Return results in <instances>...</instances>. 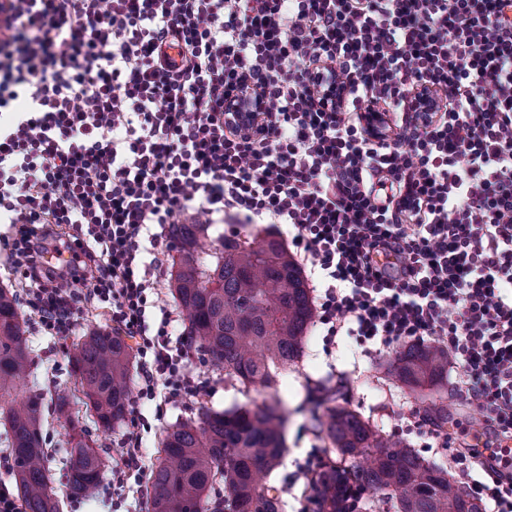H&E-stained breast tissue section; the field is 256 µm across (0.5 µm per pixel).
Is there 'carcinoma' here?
Listing matches in <instances>:
<instances>
[{
	"label": "carcinoma",
	"instance_id": "cac0c4a2",
	"mask_svg": "<svg viewBox=\"0 0 512 512\" xmlns=\"http://www.w3.org/2000/svg\"><path fill=\"white\" fill-rule=\"evenodd\" d=\"M200 233L197 224L171 227L181 249L171 288L188 321L186 336L228 377L269 388L279 371L300 358L313 324L301 268L269 235L226 241L224 254L207 266ZM130 361V346L110 332L92 329L76 345L72 363L82 404L104 435L127 415ZM28 366L17 300L0 290V419L7 427L16 491L24 512H59L50 488L43 398L34 395L20 405L10 400ZM446 367L448 355L434 345L411 348L396 364L399 378L411 386L438 384ZM327 415L320 431L340 460L365 448L375 453L366 466L332 470L323 479L326 488L344 493L352 480L361 494L388 493L395 512H481L444 465L382 438L351 411L330 408ZM70 443L66 484L72 495L85 496L100 483L105 464L84 436L73 434ZM163 452L165 460L151 472L149 512H210L219 477L232 512L285 510L278 488L268 484L286 452L284 416L274 401L204 410L167 432Z\"/></svg>",
	"mask_w": 512,
	"mask_h": 512
}]
</instances>
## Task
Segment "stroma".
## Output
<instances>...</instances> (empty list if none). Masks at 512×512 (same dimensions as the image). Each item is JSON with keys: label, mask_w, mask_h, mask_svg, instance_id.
I'll return each instance as SVG.
<instances>
[{"label": "stroma", "mask_w": 512, "mask_h": 512, "mask_svg": "<svg viewBox=\"0 0 512 512\" xmlns=\"http://www.w3.org/2000/svg\"><path fill=\"white\" fill-rule=\"evenodd\" d=\"M19 311L29 340L30 369L15 395L21 398L37 393L44 398L43 429L51 459V488L60 500L61 512H147L146 504L138 502L127 489L114 488L110 478H103L90 497L76 499L70 496L63 477L70 461L69 430L57 418L52 402L57 396L74 394L77 379L71 373V354L88 330H111L108 317L92 309L85 310L70 336L59 338L43 331L37 315L27 304H20ZM397 356L393 350L368 358L352 336L337 337L333 345H326L322 329L316 324L307 336L303 356L282 371L272 387L248 389L225 376L223 369L214 366L200 348H191L188 367L193 374L208 380L209 395L162 407L154 401L131 397L124 423L103 437L101 455L106 466L115 465L125 434L134 430L142 438V450L148 466L152 467L158 462L166 431L181 420L197 416L201 408L222 411L236 405H260L276 400L288 418L287 453L272 479L286 503L285 512H316L301 467L307 456L326 463L336 460L337 455L326 450L315 430L309 402L310 394L314 393L318 398L330 400L332 405L356 413L380 434L414 448L426 461L443 463L449 475H456L458 468L452 463L451 450L432 447L426 428L418 427L417 422L437 405L447 408L449 420L457 421L463 428L473 409L457 397L453 382L434 388L410 386L400 381Z\"/></svg>", "instance_id": "35a3bbf8"}]
</instances>
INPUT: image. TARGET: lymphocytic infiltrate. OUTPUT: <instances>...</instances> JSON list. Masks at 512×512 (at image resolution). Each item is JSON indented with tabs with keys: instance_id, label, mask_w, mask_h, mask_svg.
<instances>
[{
	"instance_id": "f902f5d3",
	"label": "lymphocytic infiltrate",
	"mask_w": 512,
	"mask_h": 512,
	"mask_svg": "<svg viewBox=\"0 0 512 512\" xmlns=\"http://www.w3.org/2000/svg\"><path fill=\"white\" fill-rule=\"evenodd\" d=\"M244 80L268 104L252 135L225 119ZM191 212L287 226L327 337L453 356L483 440L455 461L512 512V0H0V224L27 304L54 336L107 312L167 404L207 383L140 253Z\"/></svg>"
}]
</instances>
